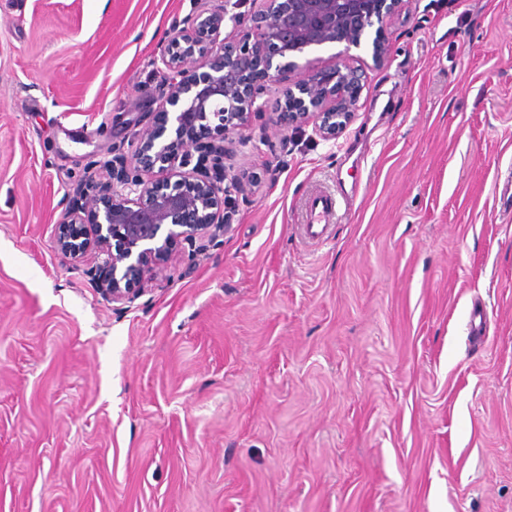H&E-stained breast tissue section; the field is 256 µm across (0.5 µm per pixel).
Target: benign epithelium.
<instances>
[{"mask_svg":"<svg viewBox=\"0 0 512 512\" xmlns=\"http://www.w3.org/2000/svg\"><path fill=\"white\" fill-rule=\"evenodd\" d=\"M246 16L228 14L230 0H194L199 12L172 24L152 66L160 75L159 120L134 133L127 148L95 165L98 174L67 192L60 206L54 248L87 270L94 287L114 303L144 292V275H160L179 245H218L229 228L228 209L240 182L224 168V143L252 112L274 124H312L325 142L338 140L356 116L365 89L363 71L347 53L387 51V22L405 0H259ZM232 30L224 34L226 22ZM342 47L333 63L307 78L288 79L311 52ZM281 87L279 97L261 100Z\"/></svg>","mask_w":512,"mask_h":512,"instance_id":"1","label":"benign epithelium"}]
</instances>
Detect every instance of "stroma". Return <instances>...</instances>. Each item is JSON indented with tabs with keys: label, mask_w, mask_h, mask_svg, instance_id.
I'll return each instance as SVG.
<instances>
[{
	"label": "stroma",
	"mask_w": 512,
	"mask_h": 512,
	"mask_svg": "<svg viewBox=\"0 0 512 512\" xmlns=\"http://www.w3.org/2000/svg\"><path fill=\"white\" fill-rule=\"evenodd\" d=\"M194 11L0 0V512H512V0H407L337 144L251 114L221 245L115 305L59 202ZM339 202L325 191H317L304 203L301 230L305 239L312 243L324 242L330 225L338 219Z\"/></svg>",
	"instance_id": "stroma-1"
}]
</instances>
